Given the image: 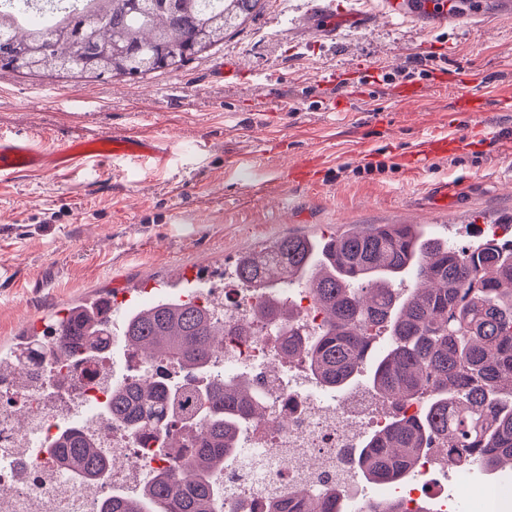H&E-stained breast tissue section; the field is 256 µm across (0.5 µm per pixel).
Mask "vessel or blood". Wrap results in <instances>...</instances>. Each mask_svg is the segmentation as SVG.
<instances>
[{"mask_svg":"<svg viewBox=\"0 0 512 512\" xmlns=\"http://www.w3.org/2000/svg\"><path fill=\"white\" fill-rule=\"evenodd\" d=\"M379 9L398 23H411L423 28L445 27L459 22L451 0H380ZM336 14L329 5H317L306 26L318 38L336 37ZM158 144L153 137L135 133L108 136L104 142H74L46 151L23 136L0 138V181L34 170H58L87 159L103 160L116 156L142 158L157 154Z\"/></svg>","mask_w":512,"mask_h":512,"instance_id":"b4317fda","label":"vessel or blood"}]
</instances>
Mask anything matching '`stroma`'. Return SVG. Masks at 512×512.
Masks as SVG:
<instances>
[{"label":"stroma","mask_w":512,"mask_h":512,"mask_svg":"<svg viewBox=\"0 0 512 512\" xmlns=\"http://www.w3.org/2000/svg\"><path fill=\"white\" fill-rule=\"evenodd\" d=\"M329 45L301 30L315 0H265L218 49L146 80H46L0 70V136L44 149L112 133L155 136L157 156L86 161L0 183V346L109 290L151 300L200 265L223 271L242 251L284 234L330 235L366 224H424L462 244L512 223V18L426 33L382 17L373 0ZM238 67L216 81L221 59ZM390 80H382V73ZM482 98L459 112L457 98ZM458 150L408 170L397 161L424 137ZM309 165L311 176L288 177ZM448 185V204L433 194ZM512 489V467L449 474L426 497L460 512L482 486Z\"/></svg>","instance_id":"obj_1"}]
</instances>
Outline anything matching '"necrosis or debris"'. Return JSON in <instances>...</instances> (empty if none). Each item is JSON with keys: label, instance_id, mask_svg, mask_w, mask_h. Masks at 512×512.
I'll return each mask as SVG.
<instances>
[{"label": "necrosis or debris", "instance_id": "4bbe7bcc", "mask_svg": "<svg viewBox=\"0 0 512 512\" xmlns=\"http://www.w3.org/2000/svg\"><path fill=\"white\" fill-rule=\"evenodd\" d=\"M84 0H0V12L5 14L40 15L52 20L79 12ZM225 356L234 363L262 371L272 350L265 336L254 334L233 338L224 347ZM45 389L14 392L7 381L0 380V448L14 447L23 437L34 441L50 439L57 431L59 413L49 405ZM24 411L32 420L31 430L16 428L14 416ZM268 421L248 428L252 459L233 472V490L227 501L228 512H264L260 487L271 486L287 490L292 482L289 449L298 448L310 454L327 455L331 473L343 474L350 490L352 507H360L364 496L357 485L358 478L350 473L344 457L345 449L354 447L355 434L362 429L383 425L385 412L375 394L360 391L344 400H330L313 392L311 384L300 370L288 372V380L269 389ZM101 437L112 452L134 459L131 471H116L112 482L127 485L162 464L160 458L149 455L145 445L128 440L122 426H100ZM53 466L46 454L28 455L24 473L0 462V487L9 496L0 501V512H28L32 497H40L46 512H96L104 489L89 493L74 488L67 480L50 484L45 473Z\"/></svg>", "mask_w": 512, "mask_h": 512}]
</instances>
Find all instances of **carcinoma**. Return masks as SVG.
Segmentation results:
<instances>
[{"label":"carcinoma","instance_id":"1","mask_svg":"<svg viewBox=\"0 0 512 512\" xmlns=\"http://www.w3.org/2000/svg\"><path fill=\"white\" fill-rule=\"evenodd\" d=\"M264 0H88L83 11L44 28L0 14V51L26 50L24 31L41 52L33 76L99 79L114 70L145 79L177 71L224 44ZM179 57L158 65L160 48ZM414 279L415 288L403 287ZM231 280L256 299L250 319L224 318L209 295L165 292L127 312L121 332L96 316L97 301L71 307L42 337L29 336L10 354L12 375L28 365L48 377L69 375L75 362L104 360L122 343L152 367L149 375L108 382L100 419L118 422L132 442L153 453L191 448L149 474L131 493L114 492L98 512H225L224 477L242 438L267 412V396L250 376L224 372V336H248L255 323L277 337V356L305 365L317 386L352 387L372 365L371 388L389 402L386 424L345 450L350 469L377 483L405 482L434 448L470 468L512 462V242L493 235L463 246L423 224H370L329 237L284 235L245 252ZM313 298L321 323L299 317L290 288ZM384 331L388 345L375 350ZM417 402L408 416L405 405ZM77 484H99L112 456L76 423L43 442ZM267 512H349V494L333 482L320 493L290 485L272 495ZM363 512H402L399 500H369Z\"/></svg>","mask_w":512,"mask_h":512}]
</instances>
